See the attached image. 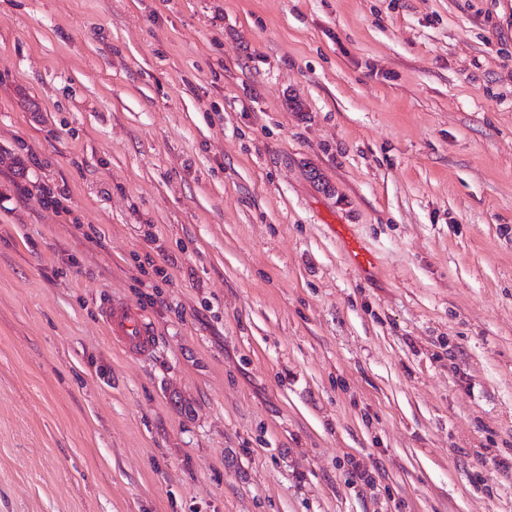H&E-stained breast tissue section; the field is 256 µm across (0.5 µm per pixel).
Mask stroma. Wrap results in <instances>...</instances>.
I'll list each match as a JSON object with an SVG mask.
<instances>
[{
	"mask_svg": "<svg viewBox=\"0 0 512 512\" xmlns=\"http://www.w3.org/2000/svg\"><path fill=\"white\" fill-rule=\"evenodd\" d=\"M503 458L512 0H0V512H512ZM104 324L112 338L126 351L144 357L155 347V332L149 323L132 308L109 304L104 312Z\"/></svg>",
	"mask_w": 512,
	"mask_h": 512,
	"instance_id": "1",
	"label": "stroma"
}]
</instances>
